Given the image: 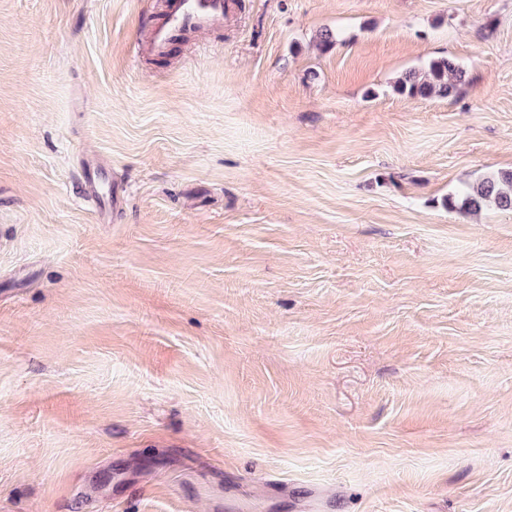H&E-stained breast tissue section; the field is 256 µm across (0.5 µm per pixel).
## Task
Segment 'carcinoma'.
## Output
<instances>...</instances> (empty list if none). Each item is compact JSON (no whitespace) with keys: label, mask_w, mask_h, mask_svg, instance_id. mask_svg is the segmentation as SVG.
<instances>
[{"label":"carcinoma","mask_w":512,"mask_h":512,"mask_svg":"<svg viewBox=\"0 0 512 512\" xmlns=\"http://www.w3.org/2000/svg\"><path fill=\"white\" fill-rule=\"evenodd\" d=\"M466 81V71L454 59L441 57L430 61L423 71L409 70L394 84V90L408 97L449 98ZM444 205L467 215L488 207L512 211V171H501L465 183L444 198Z\"/></svg>","instance_id":"1"}]
</instances>
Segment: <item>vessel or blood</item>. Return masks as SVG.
Returning a JSON list of instances; mask_svg holds the SVG:
<instances>
[{
	"instance_id": "b4317fda",
	"label": "vessel or blood",
	"mask_w": 512,
	"mask_h": 512,
	"mask_svg": "<svg viewBox=\"0 0 512 512\" xmlns=\"http://www.w3.org/2000/svg\"><path fill=\"white\" fill-rule=\"evenodd\" d=\"M224 17V0H174L164 23L151 33V49L163 53L178 38L204 30Z\"/></svg>"
}]
</instances>
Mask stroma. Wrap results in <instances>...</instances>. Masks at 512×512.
Returning <instances> with one entry per match:
<instances>
[{
  "label": "stroma",
  "mask_w": 512,
  "mask_h": 512,
  "mask_svg": "<svg viewBox=\"0 0 512 512\" xmlns=\"http://www.w3.org/2000/svg\"><path fill=\"white\" fill-rule=\"evenodd\" d=\"M165 5L0 0V512H512V0ZM164 23L151 33V49L163 53L178 38L204 30L224 19V0H174ZM466 81V71L454 59L441 57L430 61L423 71L409 70L394 84V90L408 97L449 98ZM443 202L446 207L457 208L467 215L478 214L488 207L512 211V171L492 173L467 182Z\"/></svg>",
  "instance_id": "1"
}]
</instances>
